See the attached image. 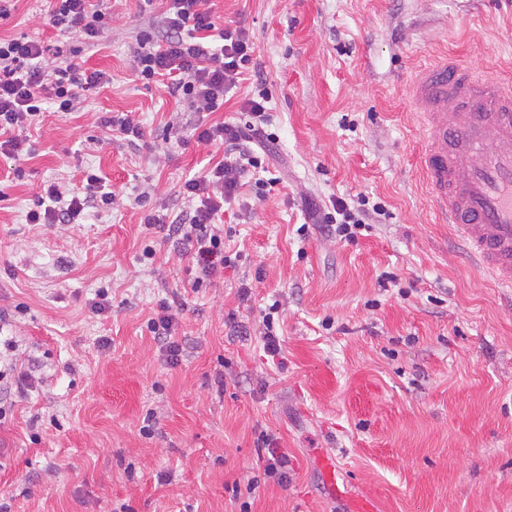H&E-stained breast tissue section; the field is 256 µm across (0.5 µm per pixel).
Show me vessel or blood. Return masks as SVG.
Wrapping results in <instances>:
<instances>
[{"label": "vessel or blood", "mask_w": 512, "mask_h": 512, "mask_svg": "<svg viewBox=\"0 0 512 512\" xmlns=\"http://www.w3.org/2000/svg\"><path fill=\"white\" fill-rule=\"evenodd\" d=\"M407 95L425 117L420 174L437 223L512 289V85L442 58L411 78Z\"/></svg>", "instance_id": "obj_1"}]
</instances>
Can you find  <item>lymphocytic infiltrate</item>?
<instances>
[{
	"mask_svg": "<svg viewBox=\"0 0 512 512\" xmlns=\"http://www.w3.org/2000/svg\"><path fill=\"white\" fill-rule=\"evenodd\" d=\"M50 22L60 35L78 34L85 45H95L108 28L107 16L93 0H54ZM162 38L143 37L138 42L135 73L146 83H164L169 94L183 100L194 112H213L237 87L253 63L254 47L245 29H216L207 0H168ZM112 81L102 70H85L69 61L61 46L41 40L0 39V154L18 156L22 134L35 124L46 105L57 111L80 109L88 93ZM267 94L256 89L244 104L251 119L242 124L222 122L195 126L199 147L223 146L224 159L187 180L183 195L187 209L174 219L147 214L146 226L165 231L184 245L199 281H208L234 268L236 257L224 248L216 217L225 204L236 200L244 177L260 169L263 161L255 149L268 139ZM116 194L102 177L85 173L72 188L62 181L44 184L26 213L29 224L68 226L85 221L91 212L111 208ZM177 316L160 302L147 322L169 365H178L186 346L175 337Z\"/></svg>",
	"mask_w": 512,
	"mask_h": 512,
	"instance_id": "f902f5d3",
	"label": "lymphocytic infiltrate"
}]
</instances>
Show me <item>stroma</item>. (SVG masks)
<instances>
[{"label":"stroma","mask_w":512,"mask_h":512,"mask_svg":"<svg viewBox=\"0 0 512 512\" xmlns=\"http://www.w3.org/2000/svg\"><path fill=\"white\" fill-rule=\"evenodd\" d=\"M104 5L106 39L69 44L111 84L80 111L47 112L18 160L0 156V336L37 384L0 391V500L11 512H347L360 497L378 512H512V293L432 223L405 91L445 53L512 82V0H208L217 27L254 42L278 136L268 171L282 182L261 198L243 187L219 215L243 257L198 289L188 255L143 212L184 210L185 181L224 156L197 147L191 125L243 119L253 83L217 111H187L132 78L165 0ZM52 6L12 0L0 38L58 42ZM104 112L135 117L143 138H108ZM87 169L118 193L111 211L65 231L26 223L41 184ZM337 197L383 212L352 242L305 225ZM387 272L399 288L382 287ZM242 277L256 283L248 301ZM99 288L112 300L101 313ZM163 300L187 343L174 367L147 329ZM275 301L273 363L258 331ZM264 435L288 452L287 484L263 476ZM327 448L344 466L337 497Z\"/></svg>","instance_id":"1"}]
</instances>
